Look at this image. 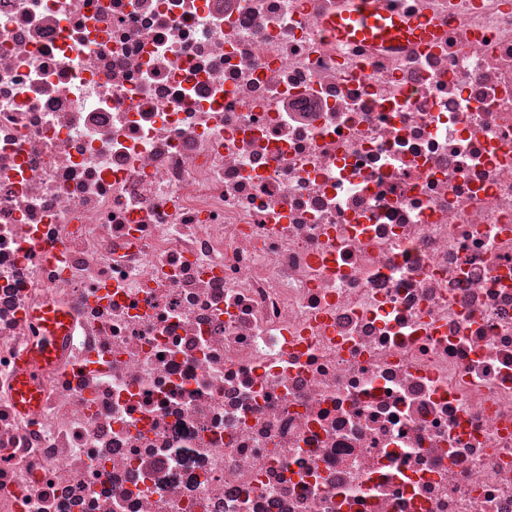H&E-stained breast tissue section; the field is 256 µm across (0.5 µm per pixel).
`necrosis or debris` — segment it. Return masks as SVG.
Returning <instances> with one entry per match:
<instances>
[{"instance_id": "1", "label": "necrosis or debris", "mask_w": 512, "mask_h": 512, "mask_svg": "<svg viewBox=\"0 0 512 512\" xmlns=\"http://www.w3.org/2000/svg\"><path fill=\"white\" fill-rule=\"evenodd\" d=\"M392 2L0 0V512H512V0ZM327 31L336 38L368 43L433 39L438 34L423 20L407 21L385 0H352L350 10L331 19ZM44 329V336L29 352L18 370L15 379V398L22 410H30L39 402L38 379L41 367L45 365L56 351L64 328L68 324V316L60 309L43 311L39 315Z\"/></svg>"}]
</instances>
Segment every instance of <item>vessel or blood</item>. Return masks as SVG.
I'll return each instance as SVG.
<instances>
[{
  "label": "vessel or blood",
  "mask_w": 512,
  "mask_h": 512,
  "mask_svg": "<svg viewBox=\"0 0 512 512\" xmlns=\"http://www.w3.org/2000/svg\"><path fill=\"white\" fill-rule=\"evenodd\" d=\"M328 33L338 38L359 42L399 43L409 39H433L437 32L425 21H407L398 11L388 7L386 0H351L349 11L331 19ZM44 335L29 352L15 379V398L22 410L39 402L38 379L41 368L56 351L60 335L68 324L62 310L41 312Z\"/></svg>",
  "instance_id": "obj_1"
}]
</instances>
